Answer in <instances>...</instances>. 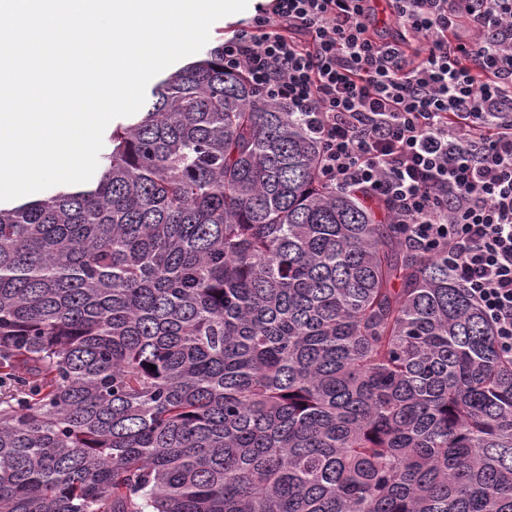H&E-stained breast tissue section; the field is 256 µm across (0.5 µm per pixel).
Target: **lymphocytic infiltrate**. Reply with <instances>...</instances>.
<instances>
[{
	"label": "lymphocytic infiltrate",
	"mask_w": 512,
	"mask_h": 512,
	"mask_svg": "<svg viewBox=\"0 0 512 512\" xmlns=\"http://www.w3.org/2000/svg\"><path fill=\"white\" fill-rule=\"evenodd\" d=\"M263 0L224 41L257 102L298 113L321 175L443 254L512 351V0Z\"/></svg>",
	"instance_id": "f902f5d3"
}]
</instances>
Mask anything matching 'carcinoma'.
<instances>
[{
    "instance_id": "cac0c4a2",
    "label": "carcinoma",
    "mask_w": 512,
    "mask_h": 512,
    "mask_svg": "<svg viewBox=\"0 0 512 512\" xmlns=\"http://www.w3.org/2000/svg\"><path fill=\"white\" fill-rule=\"evenodd\" d=\"M152 96L0 204V512H512V353L448 257L224 44Z\"/></svg>"
}]
</instances>
